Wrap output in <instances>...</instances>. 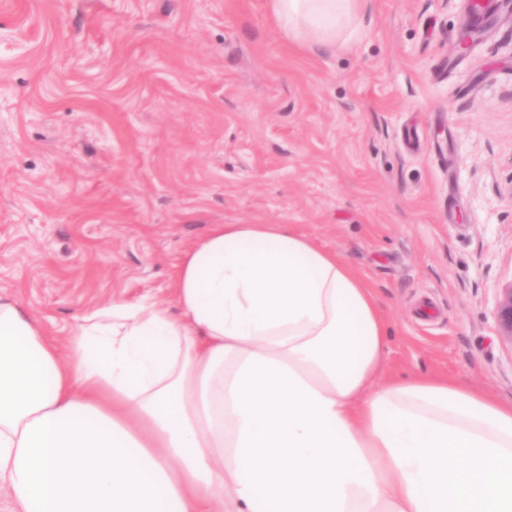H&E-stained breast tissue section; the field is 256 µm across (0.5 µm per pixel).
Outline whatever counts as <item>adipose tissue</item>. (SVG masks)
<instances>
[{"instance_id": "ef3b65f1", "label": "adipose tissue", "mask_w": 512, "mask_h": 512, "mask_svg": "<svg viewBox=\"0 0 512 512\" xmlns=\"http://www.w3.org/2000/svg\"><path fill=\"white\" fill-rule=\"evenodd\" d=\"M350 41L369 0H267ZM178 312L112 299L67 341L0 293V490L16 512H512V403L378 383L370 288L285 224H214Z\"/></svg>"}]
</instances>
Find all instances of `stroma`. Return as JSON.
I'll list each match as a JSON object with an SVG mask.
<instances>
[{"mask_svg":"<svg viewBox=\"0 0 512 512\" xmlns=\"http://www.w3.org/2000/svg\"><path fill=\"white\" fill-rule=\"evenodd\" d=\"M371 0L301 46L267 0H0V289L70 336L112 297L174 304L213 224L338 253L390 327L384 377L512 403V0ZM493 315L500 336L512 342V280L499 289Z\"/></svg>","mask_w":512,"mask_h":512,"instance_id":"1","label":"stroma"}]
</instances>
